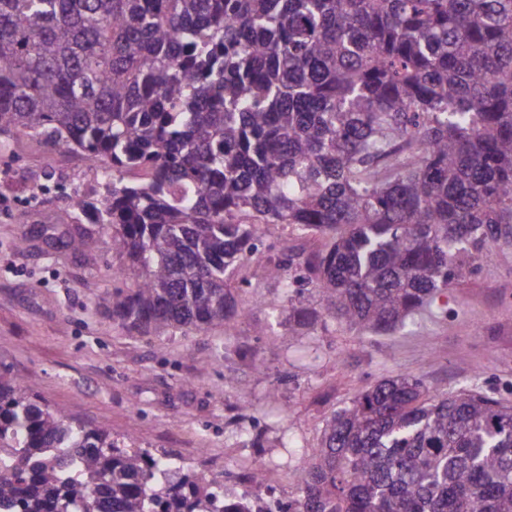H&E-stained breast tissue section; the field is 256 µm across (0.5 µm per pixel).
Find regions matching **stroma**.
I'll return each instance as SVG.
<instances>
[{
	"label": "stroma",
	"mask_w": 512,
	"mask_h": 512,
	"mask_svg": "<svg viewBox=\"0 0 512 512\" xmlns=\"http://www.w3.org/2000/svg\"><path fill=\"white\" fill-rule=\"evenodd\" d=\"M101 182L78 153L0 136V375L34 381L51 407L171 452L228 488L263 462L272 472L265 494L288 502L327 421L365 386L407 376L434 394L476 386L512 403V236L487 245L471 278L402 332L329 319L289 335L288 302L258 258L240 271L236 297L247 314L230 330L150 342L98 304L121 284L107 235L94 233L83 252L66 245L90 225L75 200L99 199ZM259 325L267 335H256Z\"/></svg>",
	"instance_id": "35a3bbf8"
}]
</instances>
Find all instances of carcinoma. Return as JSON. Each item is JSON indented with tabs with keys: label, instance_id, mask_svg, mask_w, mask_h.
<instances>
[{
	"label": "carcinoma",
	"instance_id": "obj_1",
	"mask_svg": "<svg viewBox=\"0 0 512 512\" xmlns=\"http://www.w3.org/2000/svg\"><path fill=\"white\" fill-rule=\"evenodd\" d=\"M12 132L104 166L125 286L100 305L128 333L236 321L231 278L280 224L327 240L301 263L321 309L288 320L400 331L512 224V0H0ZM270 481L230 499L0 376L7 512H252ZM269 512H512V405L369 386Z\"/></svg>",
	"mask_w": 512,
	"mask_h": 512
}]
</instances>
